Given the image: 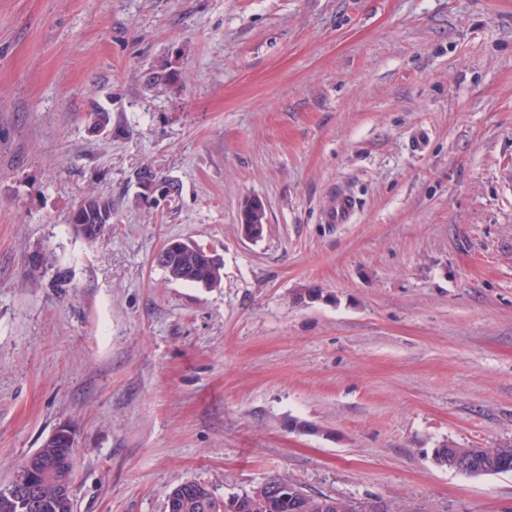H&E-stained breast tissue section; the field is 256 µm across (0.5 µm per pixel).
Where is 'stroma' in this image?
Instances as JSON below:
<instances>
[{
  "instance_id": "stroma-1",
  "label": "stroma",
  "mask_w": 512,
  "mask_h": 512,
  "mask_svg": "<svg viewBox=\"0 0 512 512\" xmlns=\"http://www.w3.org/2000/svg\"><path fill=\"white\" fill-rule=\"evenodd\" d=\"M61 426L74 512L272 477L512 512L433 458L512 447V0H0V487ZM356 209L353 197L343 191L333 193L324 211V220L327 224H349ZM83 203L89 209L91 214H96L97 218L88 220L84 224H96L98 230L104 231L107 224L112 222V199L99 194H89L83 199ZM168 277L174 281L192 283L205 287H217L221 277L215 280V268L206 256L193 249L169 252L168 260L157 261Z\"/></svg>"
}]
</instances>
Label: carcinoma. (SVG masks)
<instances>
[{
  "instance_id": "carcinoma-1",
  "label": "carcinoma",
  "mask_w": 512,
  "mask_h": 512,
  "mask_svg": "<svg viewBox=\"0 0 512 512\" xmlns=\"http://www.w3.org/2000/svg\"><path fill=\"white\" fill-rule=\"evenodd\" d=\"M83 203L90 213L96 215L93 224L112 223V199L99 194H89ZM168 277L174 281L192 283L205 287H216L220 281L215 279V268L206 256L193 249L178 250L169 253L168 260L158 262ZM67 441L53 439L44 440L41 448L29 458L32 476L40 491L41 508L36 512H73L74 502L69 497V488L73 484V471L67 463ZM468 468L481 470L483 474H497L512 471V448H466ZM201 481L196 480L191 487L183 492L176 512H218L217 505L207 507L197 492ZM238 512H335L327 508H318L314 500L307 508L302 509L296 502L282 492L268 498L266 505L259 511L250 507L247 499L239 500Z\"/></svg>"
}]
</instances>
